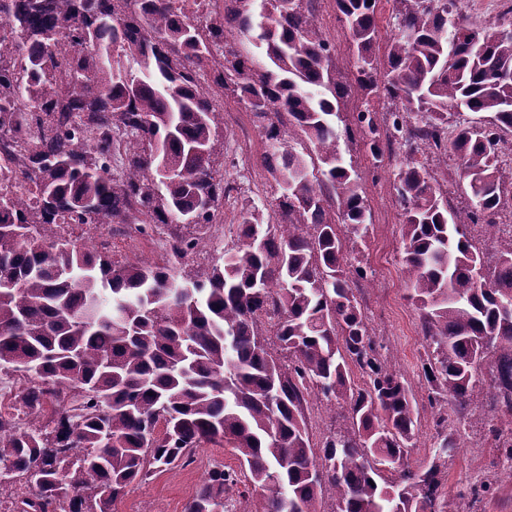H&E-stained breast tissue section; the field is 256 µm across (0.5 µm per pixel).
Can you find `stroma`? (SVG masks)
<instances>
[{
  "instance_id": "stroma-1",
  "label": "stroma",
  "mask_w": 512,
  "mask_h": 512,
  "mask_svg": "<svg viewBox=\"0 0 512 512\" xmlns=\"http://www.w3.org/2000/svg\"><path fill=\"white\" fill-rule=\"evenodd\" d=\"M315 13L324 38L333 48V66L347 87L336 121L338 146L346 165L362 175V187L371 211V224L365 236L357 237L344 231L340 237L349 269L360 267L367 272L366 277H352L351 286L361 303L370 334L379 347L380 357L403 375L418 403L419 425L409 461L415 467L428 462L438 442L434 415L442 413L452 425L457 445L456 452L448 459L443 494L454 499L467 492L470 486L488 481L494 483L496 489L477 503L473 512H512V482L506 478L503 458L489 433L495 418L486 404L487 386H477L462 407L447 400L441 409L434 410L428 402V386L421 376V363L428 347L421 333V312L411 300L402 275V209L393 176L408 151L397 149L385 154L378 163L364 140L350 132L358 112L369 109L382 120L392 102L384 91L367 95L359 88L349 51L347 23L337 11L334 0H317ZM243 130L250 138V170L245 173L236 166L225 168L226 180L238 185L239 191L225 204L223 224L209 226L207 230L215 242L225 246L236 239L237 213L243 201L265 203L279 192L262 167L264 137L260 128L233 98H225L224 125L218 130L224 138L225 155H234L233 143ZM416 158L426 161L431 175L446 192L450 207L458 213L466 212L469 203L458 184L455 161L429 156L423 149L417 152ZM167 233V227L153 228L140 236L141 248L135 252L127 245L128 230L119 228L112 232L110 250L118 259L156 261L166 251ZM216 466L234 469L238 461L230 448L205 444L197 449L192 464L155 474L145 482L132 485L115 504L114 512H185L206 472Z\"/></svg>"
}]
</instances>
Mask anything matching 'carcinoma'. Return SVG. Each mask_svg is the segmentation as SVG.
Here are the masks:
<instances>
[{
	"label": "carcinoma",
	"instance_id": "obj_1",
	"mask_svg": "<svg viewBox=\"0 0 512 512\" xmlns=\"http://www.w3.org/2000/svg\"><path fill=\"white\" fill-rule=\"evenodd\" d=\"M273 68L256 71L232 38L253 30ZM312 0H224L201 19L179 0H0V371L21 381L0 413V504L7 512H112L129 485L187 466L202 444L232 447L240 470L212 468L186 512H470L488 483L440 504L455 450L445 417L427 465L408 456L419 410L380 359L345 268L331 214L356 236L371 214L346 166L334 118L343 94ZM387 66L374 64L376 0H336L357 82L393 101L380 133L357 120L380 159L398 138L459 160L470 201L448 209L425 163L399 167L402 273L434 350L422 370L430 405H463L490 365V429L512 472V239L492 259L466 223L494 231L506 192L498 166L512 131V31L450 17L448 0H400ZM135 63L141 75L125 68ZM228 91L263 130L262 165L281 193L241 206L236 242L202 274L205 236L170 233L156 262L122 261L71 240L62 224L206 226L230 186L218 173ZM34 113L32 129L15 103ZM486 113L448 138V110ZM131 137L112 173V132ZM307 142L310 151L298 146ZM210 205L202 206L203 201ZM275 329L279 358L260 334ZM357 367L361 385L351 376ZM347 406V426L315 453L306 397ZM326 465L323 478L314 476ZM398 474L386 478L384 472Z\"/></svg>",
	"mask_w": 512,
	"mask_h": 512
}]
</instances>
